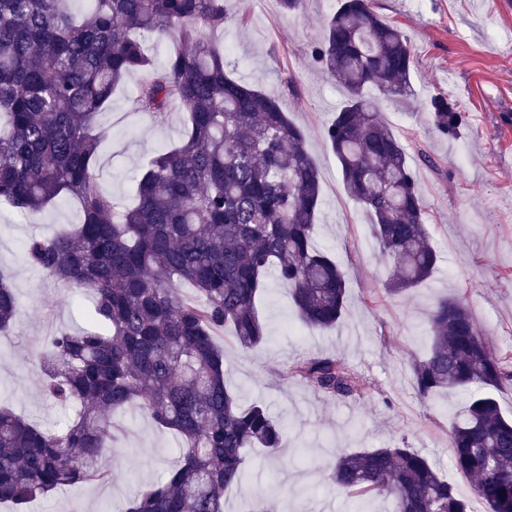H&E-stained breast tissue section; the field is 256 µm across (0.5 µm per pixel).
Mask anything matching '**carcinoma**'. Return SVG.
<instances>
[{
	"label": "carcinoma",
	"instance_id": "carcinoma-1",
	"mask_svg": "<svg viewBox=\"0 0 512 512\" xmlns=\"http://www.w3.org/2000/svg\"><path fill=\"white\" fill-rule=\"evenodd\" d=\"M231 22L224 0H88L83 14L72 0H0V208L78 203L79 222L31 237L24 258L90 304L84 325L45 337L38 357L45 398L72 419L45 429L0 405V503L13 512L59 488L104 481L99 458L112 414L130 404L174 431L182 455L125 512H224L248 452H276L285 427L265 407L239 403L216 334L260 347L256 302L272 279L288 285L306 326L329 329L342 318L346 276L314 240L319 170L279 98L227 72L211 34ZM174 33L179 40L154 66L148 41ZM312 53L346 93L323 138L391 264L388 291L419 288L437 255L407 148L380 117L383 101L413 95L410 41L372 0H339ZM140 71L149 77L135 90L134 111L162 117L177 106L185 129L143 167L132 203L119 205L96 172L105 136L97 118ZM427 112L446 139L465 125L444 93ZM184 284L193 296L181 294ZM18 306L0 271L1 331ZM428 339L426 355L410 363L415 392L425 401L468 394L449 429L455 468L472 479L486 512H512V419L493 394L512 370L459 299L435 301ZM288 375L327 398L367 389L337 357L299 359ZM329 469L333 489L385 494L391 512H468L453 483L413 448L340 452Z\"/></svg>",
	"mask_w": 512,
	"mask_h": 512
}]
</instances>
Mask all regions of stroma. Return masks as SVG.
Listing matches in <instances>:
<instances>
[{
  "instance_id": "1",
  "label": "stroma",
  "mask_w": 512,
  "mask_h": 512,
  "mask_svg": "<svg viewBox=\"0 0 512 512\" xmlns=\"http://www.w3.org/2000/svg\"><path fill=\"white\" fill-rule=\"evenodd\" d=\"M375 12L400 27L417 58L413 96L405 106L385 104L383 120L407 144L425 149L434 166L416 163L426 205L430 241L439 256L421 288L400 295L386 291L390 265L371 233L366 212L345 193L339 167L322 137L344 101L343 90L314 62L311 48L337 0H305L297 14L280 0H226L233 22L217 41L229 53L235 77L279 96L303 131L319 169L323 202L316 243L345 272L348 303L339 324L304 327L289 291L271 284L257 303L267 332L263 346L245 350L223 341L224 374L242 406L262 403L288 427L277 467L267 451L254 449L248 478L230 489L225 512H254L260 503L281 512H377L370 502L333 491L329 464L337 451L406 446L425 455L449 477L471 512H484L471 479L453 464L448 429L464 398L456 392L421 400L414 392L408 360L425 354L426 314L439 296L463 298L487 345L512 356V0H372ZM295 80L288 91L282 80ZM143 73L128 77L99 116L110 132L98 174L116 202L125 201L135 177L161 147L178 143L184 114L171 109L164 120L136 112L132 96ZM448 94L467 123L457 138L435 134L428 99ZM76 206L18 215L0 211V268L11 276L20 305L9 332L0 333V400L43 426L62 425L67 411L51 406L40 391L37 354L50 333L81 326L84 313L59 283L45 279L23 258V243L77 223ZM303 356L343 358L368 381L360 398L333 400L313 393L282 372ZM119 438L99 460L108 478L63 488L32 503L30 512H122L133 492L163 478L179 459L180 440L156 426L137 407L112 419Z\"/></svg>"
}]
</instances>
